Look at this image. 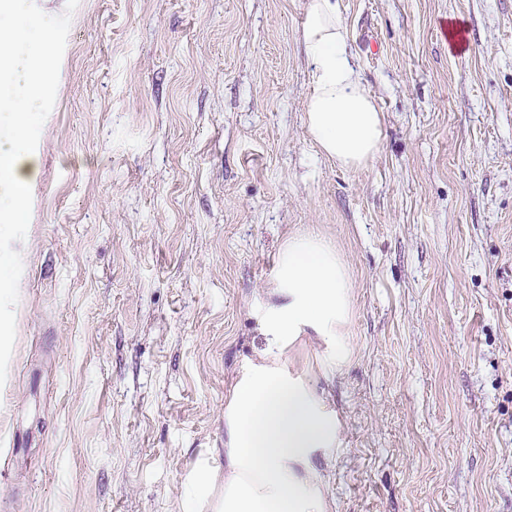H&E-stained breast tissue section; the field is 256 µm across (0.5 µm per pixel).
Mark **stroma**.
<instances>
[{
  "instance_id": "35a3bbf8",
  "label": "stroma",
  "mask_w": 512,
  "mask_h": 512,
  "mask_svg": "<svg viewBox=\"0 0 512 512\" xmlns=\"http://www.w3.org/2000/svg\"><path fill=\"white\" fill-rule=\"evenodd\" d=\"M339 7L385 116L357 170L303 124L304 0H68L0 271V512H178L306 225L353 279L332 512H512V0Z\"/></svg>"
}]
</instances>
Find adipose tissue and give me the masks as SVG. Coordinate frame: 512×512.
<instances>
[{
    "mask_svg": "<svg viewBox=\"0 0 512 512\" xmlns=\"http://www.w3.org/2000/svg\"><path fill=\"white\" fill-rule=\"evenodd\" d=\"M63 16L44 0H0V264L25 220L23 202L38 159L27 132L55 83L43 57ZM300 37L310 60L303 121L318 152L358 169L379 152L384 114L364 89L349 51L338 0H305ZM352 274L323 234L284 237L275 273L252 314L262 346L239 362L224 398V461L190 472L179 512H331L326 470L343 444L342 420L328 389L354 348L347 336ZM315 342L313 362L290 352Z\"/></svg>",
    "mask_w": 512,
    "mask_h": 512,
    "instance_id": "ef3b65f1",
    "label": "adipose tissue"
}]
</instances>
